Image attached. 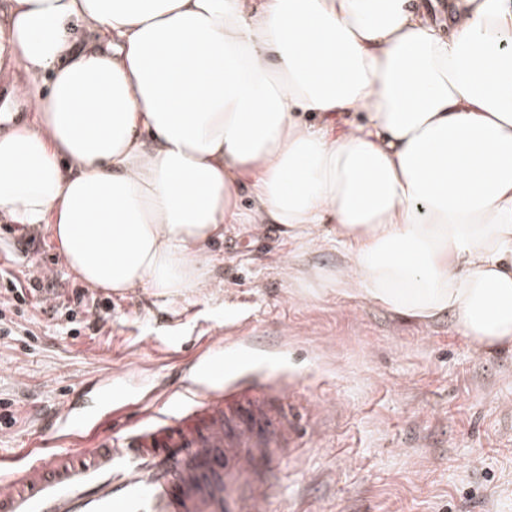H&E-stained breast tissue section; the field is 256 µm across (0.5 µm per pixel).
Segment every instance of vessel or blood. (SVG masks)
Instances as JSON below:
<instances>
[{"instance_id": "obj_1", "label": "vessel or blood", "mask_w": 512, "mask_h": 512, "mask_svg": "<svg viewBox=\"0 0 512 512\" xmlns=\"http://www.w3.org/2000/svg\"><path fill=\"white\" fill-rule=\"evenodd\" d=\"M188 414L103 435L82 447L76 429L91 422L112 391L111 378L90 381L96 401L69 402L41 427L34 460L0 488V512H223L224 491L240 489L234 512H266L275 486L261 467L328 409L281 378H226L224 362L205 364Z\"/></svg>"}]
</instances>
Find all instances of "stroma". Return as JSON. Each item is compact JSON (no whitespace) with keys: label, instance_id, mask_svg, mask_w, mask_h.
<instances>
[{"label":"stroma","instance_id":"35a3bbf8","mask_svg":"<svg viewBox=\"0 0 512 512\" xmlns=\"http://www.w3.org/2000/svg\"><path fill=\"white\" fill-rule=\"evenodd\" d=\"M22 233L0 223V268L80 287L46 226L25 249ZM211 251L209 292L109 294L97 333L70 335L62 309L16 317L17 336L0 339V398L18 410L17 423L0 428V481L33 457L39 415L77 398L92 377L111 374L116 413L83 430L89 445L145 413V396L177 386L194 358L220 352L239 374L283 377L332 404L326 438H299L300 467L285 454L275 462L268 512H512V353L475 352L450 315L418 322L311 282L307 271L340 265L335 237L313 244L274 224H232ZM242 320L256 348L241 364L212 332Z\"/></svg>","mask_w":512,"mask_h":512}]
</instances>
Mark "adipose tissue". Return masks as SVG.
<instances>
[{
	"label": "adipose tissue",
	"instance_id": "ef3b65f1",
	"mask_svg": "<svg viewBox=\"0 0 512 512\" xmlns=\"http://www.w3.org/2000/svg\"><path fill=\"white\" fill-rule=\"evenodd\" d=\"M0 81V219L86 285L199 294L227 225L328 231L326 282L512 352V0H0Z\"/></svg>",
	"mask_w": 512,
	"mask_h": 512
}]
</instances>
